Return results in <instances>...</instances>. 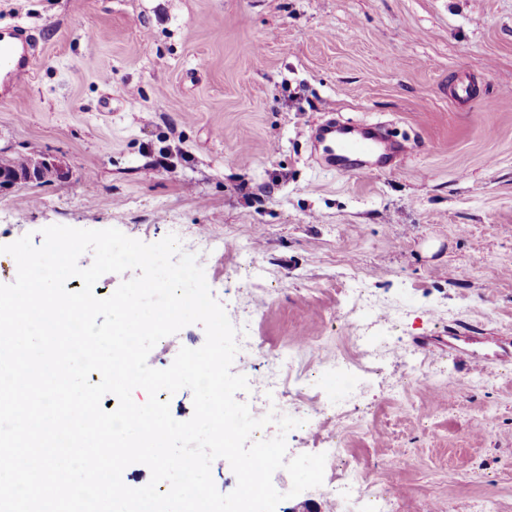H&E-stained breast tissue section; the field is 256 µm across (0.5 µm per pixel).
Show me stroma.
<instances>
[{"instance_id":"stroma-1","label":"stroma","mask_w":512,"mask_h":512,"mask_svg":"<svg viewBox=\"0 0 512 512\" xmlns=\"http://www.w3.org/2000/svg\"><path fill=\"white\" fill-rule=\"evenodd\" d=\"M39 39L33 77L0 103V162L34 150L70 177L0 191L3 245L50 225L250 246L196 251L259 356L300 345L314 373L355 359L343 284L375 301L388 350L344 416L289 432L287 458L329 433L395 487L390 512H512V357L476 370L453 329L512 339V0H0ZM474 95L454 96L456 80ZM332 117L386 123L410 150L369 174L319 164ZM205 341L191 324L148 355L167 368ZM418 357L423 378L404 355ZM276 512H363L312 488Z\"/></svg>"}]
</instances>
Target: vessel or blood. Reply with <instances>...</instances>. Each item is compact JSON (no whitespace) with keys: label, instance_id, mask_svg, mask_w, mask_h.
<instances>
[{"label":"vessel or blood","instance_id":"1","mask_svg":"<svg viewBox=\"0 0 512 512\" xmlns=\"http://www.w3.org/2000/svg\"><path fill=\"white\" fill-rule=\"evenodd\" d=\"M38 52V41L32 30L22 25L0 28V102L16 97L30 82V63ZM317 146L327 166L344 167L359 173H370L393 159L397 148L370 124L331 122L316 133ZM455 340L471 345L475 368L487 370L489 356L476 345L480 343L479 330L466 327L455 332Z\"/></svg>","mask_w":512,"mask_h":512}]
</instances>
